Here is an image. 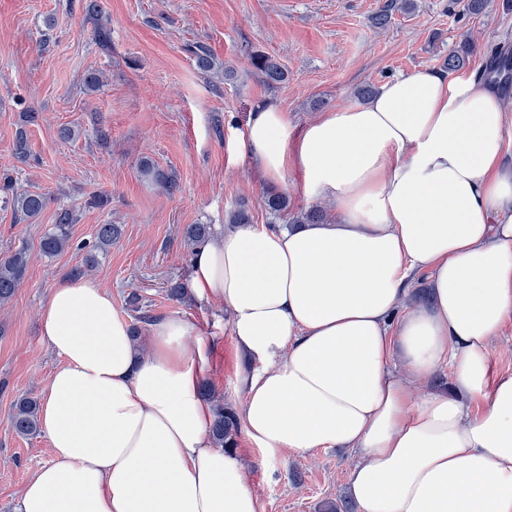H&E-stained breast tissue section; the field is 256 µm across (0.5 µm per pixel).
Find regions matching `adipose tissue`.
Masks as SVG:
<instances>
[{"mask_svg": "<svg viewBox=\"0 0 512 512\" xmlns=\"http://www.w3.org/2000/svg\"><path fill=\"white\" fill-rule=\"evenodd\" d=\"M511 121L487 83L423 68L299 137L272 104L235 134L266 183L300 169L294 196L335 216L225 228L189 287L224 307L249 361L237 376L249 447L357 450L359 512H512V377H488L512 321ZM419 269L424 301L390 325ZM40 322L60 359L41 405L51 458L17 512H266L240 456L210 438L212 343L193 324L156 320L139 352L111 295L84 279L55 288ZM445 364L452 392L414 396L412 379Z\"/></svg>", "mask_w": 512, "mask_h": 512, "instance_id": "obj_1", "label": "adipose tissue"}]
</instances>
